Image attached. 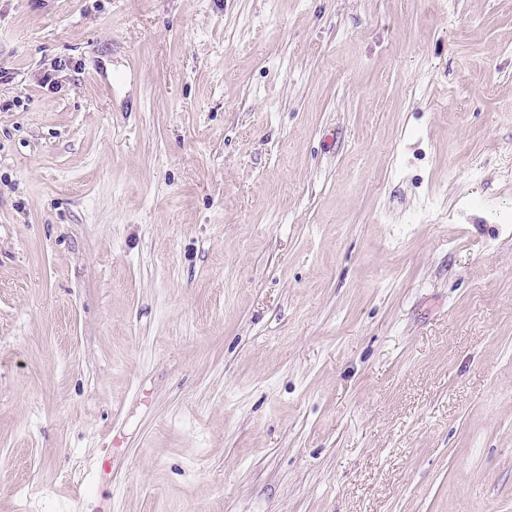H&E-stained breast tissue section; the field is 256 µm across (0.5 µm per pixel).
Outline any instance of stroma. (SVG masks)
I'll use <instances>...</instances> for the list:
<instances>
[{
    "mask_svg": "<svg viewBox=\"0 0 512 512\" xmlns=\"http://www.w3.org/2000/svg\"><path fill=\"white\" fill-rule=\"evenodd\" d=\"M0 512H512V0H0Z\"/></svg>",
    "mask_w": 512,
    "mask_h": 512,
    "instance_id": "35a3bbf8",
    "label": "stroma"
}]
</instances>
